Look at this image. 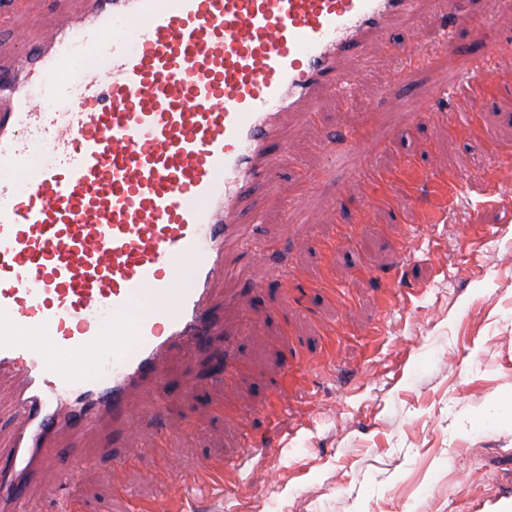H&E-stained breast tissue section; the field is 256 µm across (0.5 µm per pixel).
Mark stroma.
<instances>
[{
	"instance_id": "stroma-1",
	"label": "stroma",
	"mask_w": 512,
	"mask_h": 512,
	"mask_svg": "<svg viewBox=\"0 0 512 512\" xmlns=\"http://www.w3.org/2000/svg\"><path fill=\"white\" fill-rule=\"evenodd\" d=\"M82 7L25 0L0 9V61L15 53L16 27L54 28ZM490 34L508 45L484 77L497 83L512 74V9L477 19L462 53L429 40L432 65L408 87L382 91L400 62L381 52L353 75L356 110L324 99L312 126L284 113L290 148L279 189L254 197L281 237L280 260L244 256L242 284L228 286L254 314L235 345L236 381L211 371L224 353L219 339L195 358L170 356L183 390L169 398L164 428L141 417L128 437L105 418L60 436V447L91 460L75 473L81 512H124L123 491L164 500L173 478L157 468L161 433L179 471L222 459L241 475L235 497H200L195 512H486L493 476L512 479V192L498 185L497 156L468 140L453 116L478 113L495 143L512 146V84L481 101L451 99L433 119L420 109L440 98L449 72H465L468 51ZM344 124L366 128L359 158L402 174L389 192L320 151L319 140ZM287 206L296 210L289 221ZM362 263L369 272L360 277ZM321 277L347 288L353 304L315 288ZM392 279L412 303L381 307ZM336 320L352 339L330 356L320 324ZM379 320L385 336L365 346ZM227 406L242 418L225 417ZM129 448L139 454L126 464Z\"/></svg>"
}]
</instances>
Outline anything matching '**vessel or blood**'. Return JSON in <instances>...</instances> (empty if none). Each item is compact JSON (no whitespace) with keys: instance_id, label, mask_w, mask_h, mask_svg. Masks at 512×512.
Returning a JSON list of instances; mask_svg holds the SVG:
<instances>
[{"instance_id":"vessel-or-blood-1","label":"vessel or blood","mask_w":512,"mask_h":512,"mask_svg":"<svg viewBox=\"0 0 512 512\" xmlns=\"http://www.w3.org/2000/svg\"><path fill=\"white\" fill-rule=\"evenodd\" d=\"M440 43L459 36L487 0H438ZM425 0H84L60 27L18 31L0 68V379H14L13 435L0 445V512H29L27 481L58 468L47 501L68 508L83 449L59 468V435L112 417L125 431L129 397L165 388L173 352L224 339L215 371L234 379V331L215 286L238 280L247 253L270 258L281 240L260 214L240 219L258 186L274 188L288 140L281 115L308 125L317 105L346 95L376 46L398 56L397 83L428 67L418 31ZM92 50L100 66L79 69ZM504 50L496 38L468 58L478 84ZM343 148L323 141L329 164ZM133 337L112 353L99 326ZM67 366L50 371L47 350ZM103 377L85 378L88 351ZM237 484L210 465L181 482L159 512H181L190 488Z\"/></svg>"}]
</instances>
